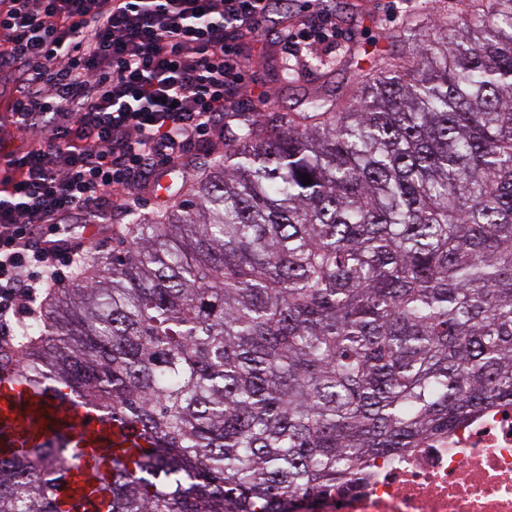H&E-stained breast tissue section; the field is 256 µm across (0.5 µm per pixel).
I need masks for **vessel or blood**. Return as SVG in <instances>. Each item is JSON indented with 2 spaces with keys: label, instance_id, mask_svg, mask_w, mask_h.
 <instances>
[{
  "label": "vessel or blood",
  "instance_id": "b4317fda",
  "mask_svg": "<svg viewBox=\"0 0 512 512\" xmlns=\"http://www.w3.org/2000/svg\"><path fill=\"white\" fill-rule=\"evenodd\" d=\"M65 417L77 443L76 468L62 508L69 512L87 484H101L103 470L92 460L112 458V443L120 436L118 426L104 424L79 403L67 400L44 387L5 372L0 374V447L21 454L43 443L52 433L58 417Z\"/></svg>",
  "mask_w": 512,
  "mask_h": 512
}]
</instances>
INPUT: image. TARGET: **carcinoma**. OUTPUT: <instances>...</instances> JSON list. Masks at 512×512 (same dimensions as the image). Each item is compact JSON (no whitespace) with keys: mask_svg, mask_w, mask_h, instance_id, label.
<instances>
[{"mask_svg":"<svg viewBox=\"0 0 512 512\" xmlns=\"http://www.w3.org/2000/svg\"><path fill=\"white\" fill-rule=\"evenodd\" d=\"M388 42L346 97L228 108L184 199L116 225L0 353L145 444L107 512H292L512 406V0ZM76 454L62 423L0 457V512H57Z\"/></svg>","mask_w":512,"mask_h":512,"instance_id":"carcinoma-1","label":"carcinoma"}]
</instances>
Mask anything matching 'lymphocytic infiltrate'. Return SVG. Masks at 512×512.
<instances>
[{
    "label": "lymphocytic infiltrate",
    "mask_w": 512,
    "mask_h": 512,
    "mask_svg": "<svg viewBox=\"0 0 512 512\" xmlns=\"http://www.w3.org/2000/svg\"><path fill=\"white\" fill-rule=\"evenodd\" d=\"M270 0H0V83H13L0 156V330L60 288L47 228L106 223L189 148L224 133L244 40Z\"/></svg>",
    "instance_id": "lymphocytic-infiltrate-1"
}]
</instances>
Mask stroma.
I'll use <instances>...</instances> for the list:
<instances>
[{
	"label": "stroma",
	"mask_w": 512,
	"mask_h": 512,
	"mask_svg": "<svg viewBox=\"0 0 512 512\" xmlns=\"http://www.w3.org/2000/svg\"><path fill=\"white\" fill-rule=\"evenodd\" d=\"M420 5V0H272L265 23L272 35L252 50L238 108H247L252 91L265 94L280 110L300 108L311 96L342 93L357 60L384 46ZM324 17L336 25L335 44L308 41L297 58H289L273 35L283 27L300 33Z\"/></svg>",
	"instance_id": "35a3bbf8"
}]
</instances>
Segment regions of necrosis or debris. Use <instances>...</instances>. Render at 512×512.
<instances>
[{
  "instance_id": "necrosis-or-debris-1",
  "label": "necrosis or debris",
  "mask_w": 512,
  "mask_h": 512,
  "mask_svg": "<svg viewBox=\"0 0 512 512\" xmlns=\"http://www.w3.org/2000/svg\"><path fill=\"white\" fill-rule=\"evenodd\" d=\"M297 512H512V409L465 419L401 457L369 459L359 482Z\"/></svg>"
}]
</instances>
